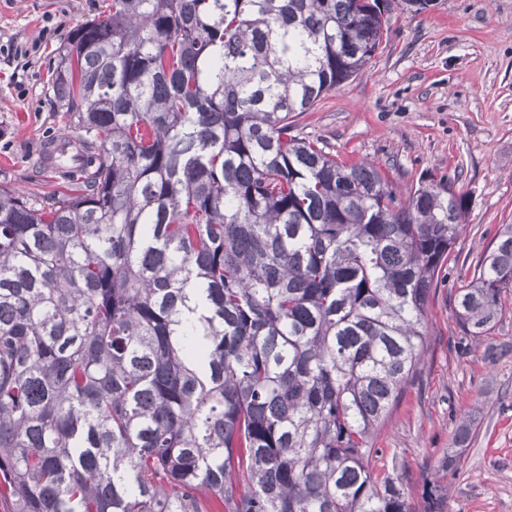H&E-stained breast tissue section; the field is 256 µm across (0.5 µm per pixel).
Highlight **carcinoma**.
<instances>
[{"label": "carcinoma", "instance_id": "carcinoma-1", "mask_svg": "<svg viewBox=\"0 0 512 512\" xmlns=\"http://www.w3.org/2000/svg\"><path fill=\"white\" fill-rule=\"evenodd\" d=\"M387 0H104L52 74L75 192L0 186L11 512H415L371 465L469 209L397 194L293 118L376 55ZM512 301V224L452 312ZM433 486L423 512H446Z\"/></svg>", "mask_w": 512, "mask_h": 512}]
</instances>
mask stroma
I'll use <instances>...</instances> for the list:
<instances>
[{
    "mask_svg": "<svg viewBox=\"0 0 512 512\" xmlns=\"http://www.w3.org/2000/svg\"><path fill=\"white\" fill-rule=\"evenodd\" d=\"M101 0H0V186L62 189L47 148L66 133L52 89L63 40ZM377 55L295 120L348 163L382 167L397 192L446 178L470 200L465 228L428 302L420 374L375 440L377 474L413 507L426 484L447 512H512V312L488 343L462 336L451 299L500 225L512 224V0L391 7ZM500 348L490 358L487 346ZM459 451L456 472L444 455Z\"/></svg>",
    "mask_w": 512,
    "mask_h": 512,
    "instance_id": "1",
    "label": "stroma"
}]
</instances>
